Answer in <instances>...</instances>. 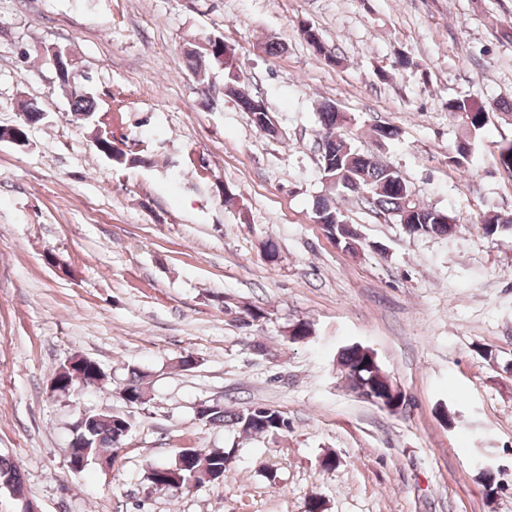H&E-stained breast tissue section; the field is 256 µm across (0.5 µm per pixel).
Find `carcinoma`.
Here are the masks:
<instances>
[{"label": "carcinoma", "instance_id": "obj_1", "mask_svg": "<svg viewBox=\"0 0 512 512\" xmlns=\"http://www.w3.org/2000/svg\"><path fill=\"white\" fill-rule=\"evenodd\" d=\"M306 42L315 52L328 61L335 60L334 54L324 44L314 28H302ZM209 36L196 39L184 49V56L192 74L198 81L206 79L208 70L235 55V47L226 41L216 43V50L210 51ZM237 75H231L225 84V91L235 100L240 110L254 111L257 98L236 88ZM74 114L86 118L97 110V97L90 77L83 75L66 93ZM491 107L471 98L448 100V113L463 130L454 153L448 163L462 167L474 154L479 134L488 123ZM318 124L322 131L321 171L331 187L346 193H353L364 199L374 210L395 219L410 236L448 235L455 225L444 222L448 213L430 208L421 203L412 192L410 185L394 167L379 162L374 156L353 149L346 140L337 135L343 127V112L331 101L318 107ZM313 219L322 224L326 236L336 241L348 251L358 252L360 235L354 225L346 223L336 200L321 196L313 205ZM483 232L493 236L512 227V218L503 220L496 213H486L477 219ZM338 361L343 368L347 388L356 395H369L377 398L388 396L386 377L381 373L378 362L371 360L360 348L349 345L342 349ZM105 377L99 363L87 359L81 369L58 375L59 388L70 391L79 385L101 382ZM147 375L140 370H130V377L122 388L130 407L145 405L141 400V390L147 385ZM201 421L209 425L231 426L239 433L260 437L278 435L290 428L288 416L281 410L267 405H250L231 410L222 404H209ZM132 424L123 413H99L89 411L84 422L75 428L70 448L85 452L86 465L96 463V459L118 449L131 432ZM230 452L222 448H182L171 462L152 463L147 466L143 480L149 488L159 492H177L189 486H199L208 482L207 476L218 477L213 472L226 468ZM11 485L19 493H24V484L19 467L10 459L0 456V485Z\"/></svg>", "mask_w": 512, "mask_h": 512}]
</instances>
